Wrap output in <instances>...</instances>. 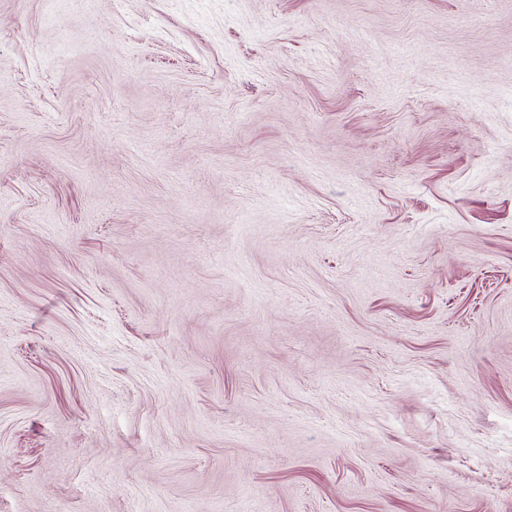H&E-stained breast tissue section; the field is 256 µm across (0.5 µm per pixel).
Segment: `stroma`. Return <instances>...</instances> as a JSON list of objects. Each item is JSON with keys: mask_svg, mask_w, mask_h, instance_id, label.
<instances>
[{"mask_svg": "<svg viewBox=\"0 0 512 512\" xmlns=\"http://www.w3.org/2000/svg\"><path fill=\"white\" fill-rule=\"evenodd\" d=\"M0 512H512V0H0Z\"/></svg>", "mask_w": 512, "mask_h": 512, "instance_id": "obj_1", "label": "stroma"}]
</instances>
